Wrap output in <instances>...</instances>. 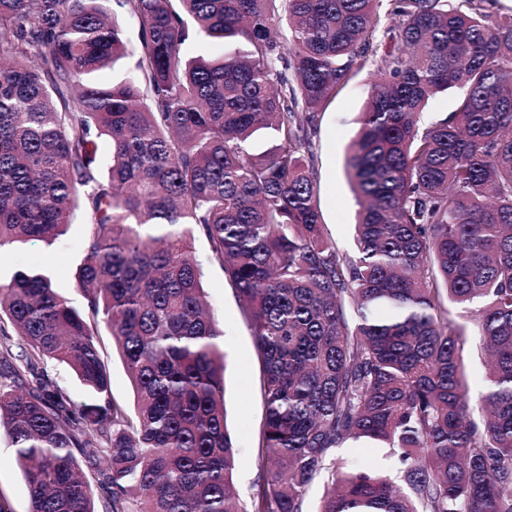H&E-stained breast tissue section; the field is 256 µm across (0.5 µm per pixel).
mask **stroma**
<instances>
[{"label":"stroma","instance_id":"stroma-1","mask_svg":"<svg viewBox=\"0 0 512 512\" xmlns=\"http://www.w3.org/2000/svg\"><path fill=\"white\" fill-rule=\"evenodd\" d=\"M373 78L363 72L347 89L336 96L320 115L314 139L317 186L323 222L340 250L352 246L355 203L344 175L345 150L357 129V119ZM86 232L83 215H76L68 232L53 246L41 244L0 248V272L38 264L53 271L76 267L81 258ZM207 299L216 320L224 329V401L227 424L236 447L234 482L244 503H251L258 490L265 457L258 446L259 429L265 416L260 389L257 347L252 331L243 318L234 291L218 264L206 267L204 282ZM98 343L111 374L115 399L133 406L134 392L123 361L112 345L107 329H100ZM337 464L348 468L371 466L397 475L399 466L389 449L363 441L336 449ZM0 504L7 512H30L23 475L4 436L0 435Z\"/></svg>","mask_w":512,"mask_h":512}]
</instances>
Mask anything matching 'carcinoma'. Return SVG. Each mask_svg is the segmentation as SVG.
I'll use <instances>...</instances> for the list:
<instances>
[{"label": "carcinoma", "instance_id": "cac0c4a2", "mask_svg": "<svg viewBox=\"0 0 512 512\" xmlns=\"http://www.w3.org/2000/svg\"><path fill=\"white\" fill-rule=\"evenodd\" d=\"M108 2L0 0V248L51 246L79 209L88 226L66 273L86 309L42 266L0 276V320L26 343L19 359L0 343V434L31 512H304L325 475L319 512H512V7L116 0L133 47ZM200 39L222 54H187ZM128 55L125 77L98 81ZM365 70L378 80L347 146L358 210L342 252L322 222L313 138ZM455 88L452 111L421 127ZM197 234L257 344L269 466L248 510ZM101 324L132 412L112 397ZM473 339L490 382L477 403ZM353 440L391 449L404 487L336 468ZM81 458L104 464L98 485ZM457 90H449L448 94H440L432 99L421 117V124L427 126L434 122L444 114L448 113L454 103Z\"/></svg>", "mask_w": 512, "mask_h": 512}]
</instances>
